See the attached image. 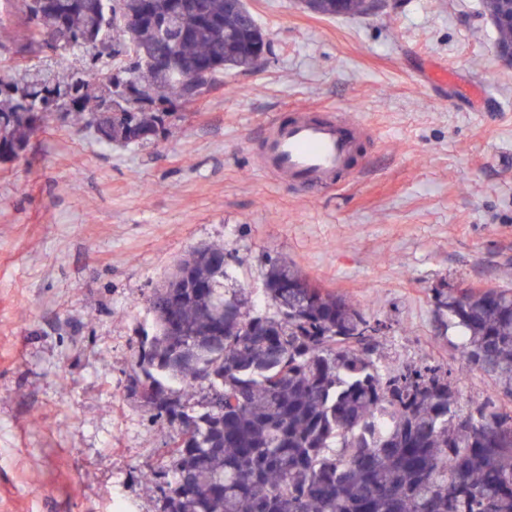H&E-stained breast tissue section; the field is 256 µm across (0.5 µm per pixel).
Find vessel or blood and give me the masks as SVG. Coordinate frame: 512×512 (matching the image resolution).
<instances>
[{
  "label": "vessel or blood",
  "instance_id": "1",
  "mask_svg": "<svg viewBox=\"0 0 512 512\" xmlns=\"http://www.w3.org/2000/svg\"><path fill=\"white\" fill-rule=\"evenodd\" d=\"M365 134L356 117L338 112L318 117L302 111L288 123L270 125L258 147L259 163L296 188L326 190L350 168Z\"/></svg>",
  "mask_w": 512,
  "mask_h": 512
}]
</instances>
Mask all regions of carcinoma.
Returning a JSON list of instances; mask_svg holds the SVG:
<instances>
[{
	"instance_id": "1",
	"label": "carcinoma",
	"mask_w": 512,
	"mask_h": 512,
	"mask_svg": "<svg viewBox=\"0 0 512 512\" xmlns=\"http://www.w3.org/2000/svg\"><path fill=\"white\" fill-rule=\"evenodd\" d=\"M245 0H5L0 26V161L25 151L46 121L128 147L136 128L166 132L169 106L193 103L227 71L271 50ZM498 44L512 45V0H485ZM323 16L365 13L364 0H307ZM123 13L129 24L116 28ZM171 64L163 73L138 48ZM46 59L89 66L56 78ZM224 247L181 258L182 287L155 289V333L129 389L153 393L151 418L175 428L159 512H512V291L436 294L459 331L463 363L495 380L464 408L448 372L394 370L377 357L380 324L323 294L297 268L269 261L265 305L224 287ZM296 284L283 287L285 280Z\"/></svg>"
}]
</instances>
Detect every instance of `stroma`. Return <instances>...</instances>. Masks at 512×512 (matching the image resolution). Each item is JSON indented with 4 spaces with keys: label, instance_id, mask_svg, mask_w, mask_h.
Here are the masks:
<instances>
[{
    "label": "stroma",
    "instance_id": "obj_1",
    "mask_svg": "<svg viewBox=\"0 0 512 512\" xmlns=\"http://www.w3.org/2000/svg\"><path fill=\"white\" fill-rule=\"evenodd\" d=\"M379 2L246 0L271 53L170 134L110 147L54 122L0 162V512H158L174 431L127 386L154 288L206 243L255 304L283 257L383 324L389 366L457 369L436 289L512 290V64L482 0ZM304 107L371 131L338 189L258 164ZM306 9L323 16L366 14L363 0H304Z\"/></svg>",
    "mask_w": 512,
    "mask_h": 512
}]
</instances>
